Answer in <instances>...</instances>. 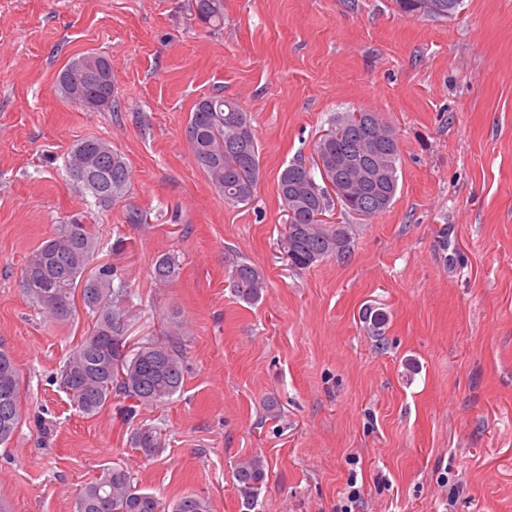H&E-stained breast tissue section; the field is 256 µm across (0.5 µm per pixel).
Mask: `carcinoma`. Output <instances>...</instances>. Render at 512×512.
Returning a JSON list of instances; mask_svg holds the SVG:
<instances>
[{"label": "carcinoma", "mask_w": 512, "mask_h": 512, "mask_svg": "<svg viewBox=\"0 0 512 512\" xmlns=\"http://www.w3.org/2000/svg\"><path fill=\"white\" fill-rule=\"evenodd\" d=\"M449 8L443 12L424 10V0H396L405 13H419L432 18H448L457 11L461 0H443ZM195 18L207 27L224 24V0H194ZM111 61L88 53L72 61L57 76L61 94L65 84L76 80L81 94L94 102L92 109L113 107ZM346 112L334 117L328 139L316 143L315 151L349 156L362 143L375 155L384 173L380 185H356L354 199L333 197L322 179L305 162L296 160L281 170L278 194L287 216L289 230L281 236L280 250L290 265L306 270L312 264L331 258L344 259L351 253V230L348 224H329L319 218L340 201L345 210L371 217L386 211L397 193L399 159L398 142L384 140L362 125V117ZM187 139L194 160L211 183L224 195V202L237 206L243 194L256 192L261 175L257 139L250 118L237 101L222 95L201 97L190 115ZM85 162L90 170L88 181L76 185L94 203L107 208L128 191L130 171L122 154L98 138L84 139L71 151L66 168L75 161ZM99 247V237L89 224H60L51 238L30 254L21 274L24 293L29 302L54 323L64 324L73 316L74 293L83 284L82 300L92 314L90 333L69 353L59 370V384L69 392L78 409L95 415L112 400L123 396L138 406H152L175 396L184 381L183 350L177 341L181 325L169 321L163 339H151L136 350L112 351L110 344L124 337L125 324L120 305L129 302L123 285H114V273L102 266L94 280L83 281L88 266ZM179 264L168 253L156 257L152 275L160 283L173 280ZM265 276L246 262L234 265L228 274V288L248 304L258 302L265 290ZM21 418L16 366L11 355L0 349V445L8 443ZM132 449L145 458L157 454L162 444V430L142 425L131 437ZM235 480L246 497H251L265 478L264 465L258 457L235 467ZM76 503L80 512H166L155 496L136 490L130 473L104 468L98 478L85 485ZM171 512H209L207 501L194 495L182 496Z\"/></svg>", "instance_id": "obj_1"}]
</instances>
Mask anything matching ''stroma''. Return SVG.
Listing matches in <instances>:
<instances>
[{
    "label": "stroma",
    "instance_id": "1",
    "mask_svg": "<svg viewBox=\"0 0 512 512\" xmlns=\"http://www.w3.org/2000/svg\"><path fill=\"white\" fill-rule=\"evenodd\" d=\"M88 52L112 62L115 107L57 88ZM205 94L251 118L249 204H225L194 162L186 128ZM359 111L398 139L396 196L372 217L334 209L350 258L293 269L279 174ZM89 137L129 166L108 208L66 172ZM74 219L99 229L90 271L112 266L133 294L128 348L163 317L185 326L181 392L132 418L120 397L83 415L56 382L92 327L83 303L56 325L23 292L31 252ZM168 252L180 273L160 283ZM241 260L267 281L253 306L227 286ZM0 346L22 407L0 446L9 512H74L106 467L211 512H340L353 481L355 512H512V0H462L446 19L395 0H224L215 29L192 0H0ZM143 424L164 430L151 460L130 444ZM254 455L266 477L248 507L233 472ZM179 264L175 256L168 253L160 254L156 257L152 275L160 283L172 281L178 274Z\"/></svg>",
    "mask_w": 512,
    "mask_h": 512
}]
</instances>
